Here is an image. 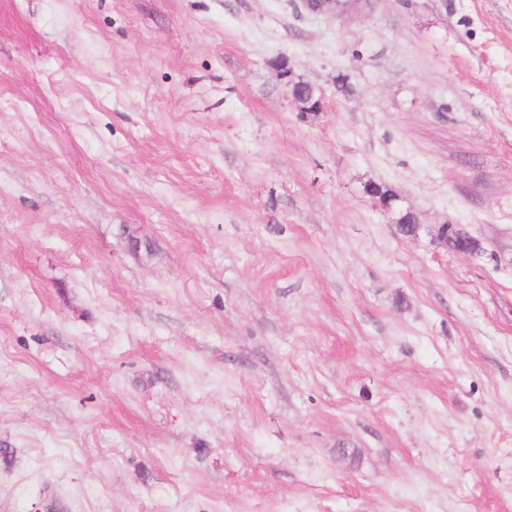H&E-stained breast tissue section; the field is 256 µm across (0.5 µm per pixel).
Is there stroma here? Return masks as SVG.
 Instances as JSON below:
<instances>
[{"label":"stroma","mask_w":512,"mask_h":512,"mask_svg":"<svg viewBox=\"0 0 512 512\" xmlns=\"http://www.w3.org/2000/svg\"><path fill=\"white\" fill-rule=\"evenodd\" d=\"M0 448V512H512V0H0Z\"/></svg>","instance_id":"stroma-1"}]
</instances>
